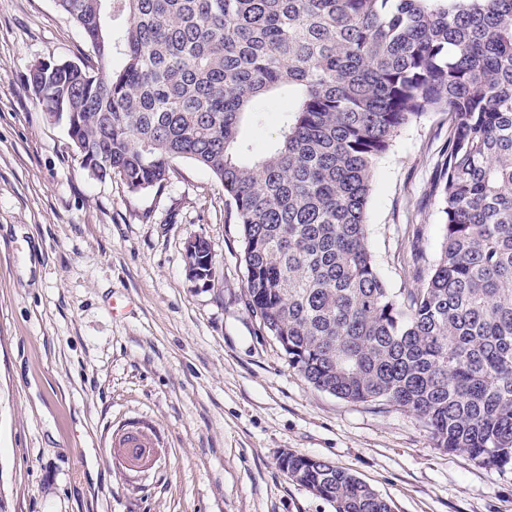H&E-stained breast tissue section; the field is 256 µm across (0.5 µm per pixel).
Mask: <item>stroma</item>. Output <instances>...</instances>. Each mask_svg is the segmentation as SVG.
Returning a JSON list of instances; mask_svg holds the SVG:
<instances>
[{"label": "stroma", "instance_id": "35a3bbf8", "mask_svg": "<svg viewBox=\"0 0 512 512\" xmlns=\"http://www.w3.org/2000/svg\"><path fill=\"white\" fill-rule=\"evenodd\" d=\"M98 59L54 0H0V493L9 512H335L284 452L325 460L392 512H512V470L435 447L385 401L350 402L289 367L245 304L240 226L188 159L163 186L92 178L26 85L46 61ZM448 115L426 113L379 161L368 236L388 288L416 287L443 236ZM206 237L217 276L189 281ZM146 428L152 462L112 442Z\"/></svg>", "mask_w": 512, "mask_h": 512}]
</instances>
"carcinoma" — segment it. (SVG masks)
<instances>
[{
	"mask_svg": "<svg viewBox=\"0 0 512 512\" xmlns=\"http://www.w3.org/2000/svg\"><path fill=\"white\" fill-rule=\"evenodd\" d=\"M101 66L27 76L81 164L136 193L187 158L241 226L245 300L314 388L416 413L435 445L512 469V0H55ZM122 63L112 67V57ZM295 89L277 142L240 139ZM448 113L444 233L396 294L368 243L374 170L398 131ZM198 267L212 275L197 237ZM336 512H392L353 474L284 453Z\"/></svg>",
	"mask_w": 512,
	"mask_h": 512,
	"instance_id": "obj_1",
	"label": "carcinoma"
}]
</instances>
